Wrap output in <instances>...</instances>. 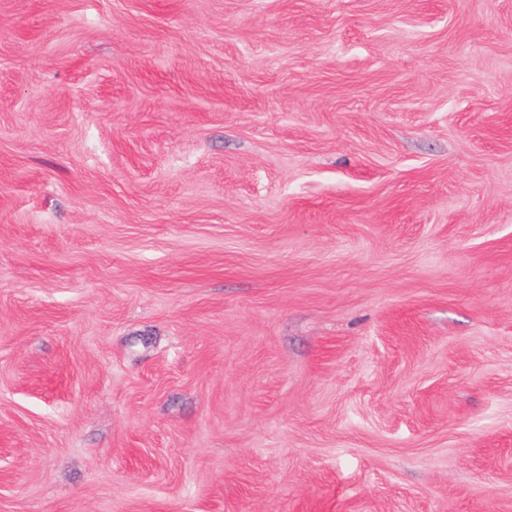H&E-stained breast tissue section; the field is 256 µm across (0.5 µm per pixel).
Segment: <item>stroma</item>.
Wrapping results in <instances>:
<instances>
[{"label": "stroma", "instance_id": "35a3bbf8", "mask_svg": "<svg viewBox=\"0 0 512 512\" xmlns=\"http://www.w3.org/2000/svg\"><path fill=\"white\" fill-rule=\"evenodd\" d=\"M0 512H512V0H0Z\"/></svg>", "mask_w": 512, "mask_h": 512}]
</instances>
